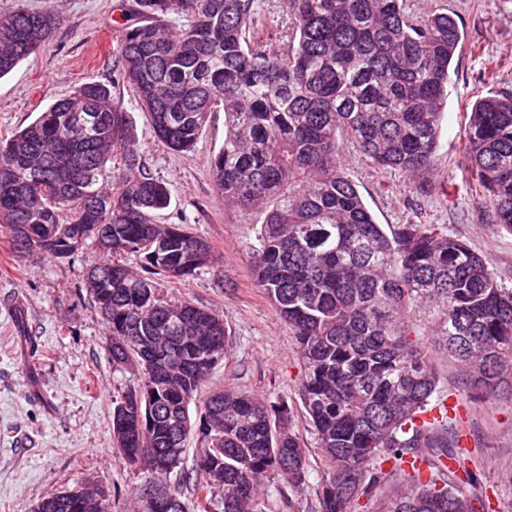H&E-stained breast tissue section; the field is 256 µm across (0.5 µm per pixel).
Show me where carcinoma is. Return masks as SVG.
I'll return each mask as SVG.
<instances>
[{
	"label": "carcinoma",
	"mask_w": 512,
	"mask_h": 512,
	"mask_svg": "<svg viewBox=\"0 0 512 512\" xmlns=\"http://www.w3.org/2000/svg\"><path fill=\"white\" fill-rule=\"evenodd\" d=\"M411 0H283L265 25L263 0H134L114 50L168 149L189 152L224 112L210 172L224 201L260 221L252 276L291 329L298 396L325 476L318 512H351L376 494L377 512H477L460 490L464 461L448 443V410L416 310L435 315L438 345L488 395L512 386V291L488 259L445 224L377 222L341 163L348 145L373 167L432 189L450 69L464 38L459 15ZM182 19L176 30L172 22ZM58 17L0 14V77L36 53ZM121 165L107 166L110 154ZM467 170L484 191L489 224L512 230V91L468 112ZM167 184L144 171L130 115L113 91L85 83L0 140V231L19 257H68L80 233L107 259L88 272L112 362L141 373L112 401V437L129 464L151 472L141 512H263L271 473L293 488L309 455L284 398L215 391L189 405L228 354L217 311L172 302L155 276L184 281L212 262L183 224H158ZM140 256L141 271L118 260ZM206 477L188 503L167 486L189 436ZM454 461V469L449 462ZM32 512H110L101 486L48 492Z\"/></svg>",
	"instance_id": "cac0c4a2"
}]
</instances>
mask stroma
I'll return each mask as SVG.
<instances>
[{"label": "stroma", "instance_id": "obj_1", "mask_svg": "<svg viewBox=\"0 0 512 512\" xmlns=\"http://www.w3.org/2000/svg\"><path fill=\"white\" fill-rule=\"evenodd\" d=\"M131 3L0 0V12L22 6L59 17L47 46L0 78V139L78 85L111 83L113 44ZM447 3L460 15L465 37L450 74L432 193H420L415 178L370 168L352 148L344 149L343 160L378 223L403 224L418 215L447 225L512 290V230L483 223L482 191L461 164L474 101L491 89L512 90V0ZM114 102L133 119L147 172L172 190L160 223L187 225L211 246L212 264L189 280L156 279L168 299H187L224 317L228 355L206 390L297 402L301 367L293 335L251 275L254 229L225 204L209 173L208 161L224 142L223 113H213L193 150L182 154L157 142L130 90H115ZM103 259L92 239L67 258L22 259L0 234V512H31L44 494L87 484L105 488L111 512H133L151 478L112 447V401L140 374L113 364L105 324L88 300L87 273ZM428 350L447 396L448 426L475 477L463 491L482 498L485 512H512V387L470 398L466 376L447 351L434 343ZM322 475L314 456L304 489L265 478L263 512H317Z\"/></svg>", "mask_w": 512, "mask_h": 512}]
</instances>
